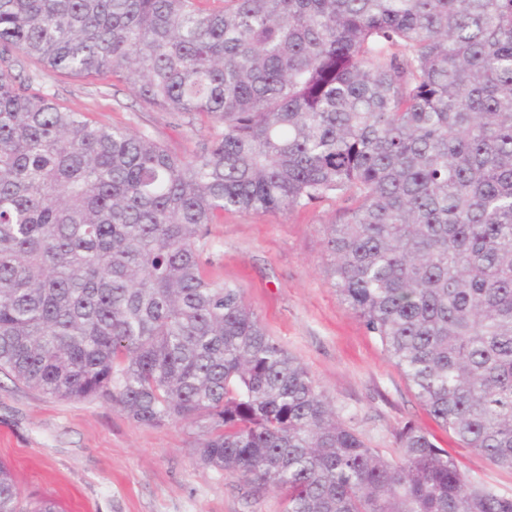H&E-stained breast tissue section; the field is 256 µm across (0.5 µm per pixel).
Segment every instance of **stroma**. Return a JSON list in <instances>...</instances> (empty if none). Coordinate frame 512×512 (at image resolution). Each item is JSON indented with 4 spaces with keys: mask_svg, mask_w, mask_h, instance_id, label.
<instances>
[{
    "mask_svg": "<svg viewBox=\"0 0 512 512\" xmlns=\"http://www.w3.org/2000/svg\"><path fill=\"white\" fill-rule=\"evenodd\" d=\"M34 90L105 125L150 132L189 155L196 135L144 107L112 77L72 78L24 63ZM347 201L330 197L288 214L227 213L210 227L206 275L239 288L270 336L304 363L365 443L392 456L413 424L435 436L475 482L512 496V470L462 447L428 415L380 342L329 282L325 227ZM195 427L149 426L98 400L46 397L0 373V462L22 496L55 500L62 512H282L278 493L250 496L237 476L196 465Z\"/></svg>",
    "mask_w": 512,
    "mask_h": 512,
    "instance_id": "obj_1",
    "label": "stroma"
}]
</instances>
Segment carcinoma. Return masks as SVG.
Segmentation results:
<instances>
[{
  "instance_id": "obj_1",
  "label": "carcinoma",
  "mask_w": 512,
  "mask_h": 512,
  "mask_svg": "<svg viewBox=\"0 0 512 512\" xmlns=\"http://www.w3.org/2000/svg\"><path fill=\"white\" fill-rule=\"evenodd\" d=\"M0 0V373L200 429L204 468L283 512H512L433 435L370 448L238 288L224 213L331 195V285L429 415L512 469V0ZM115 76L208 139L188 158L33 91ZM0 512L22 501L0 462Z\"/></svg>"
}]
</instances>
